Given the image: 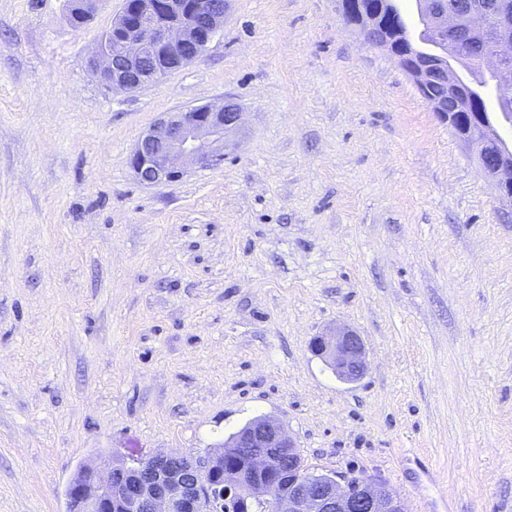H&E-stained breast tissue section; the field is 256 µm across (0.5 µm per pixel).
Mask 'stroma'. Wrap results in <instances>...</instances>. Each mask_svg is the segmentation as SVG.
<instances>
[{
  "label": "stroma",
  "instance_id": "1",
  "mask_svg": "<svg viewBox=\"0 0 512 512\" xmlns=\"http://www.w3.org/2000/svg\"><path fill=\"white\" fill-rule=\"evenodd\" d=\"M123 0H0V512L80 466L203 456L281 421L316 473L406 512H512V207L338 0H229L133 92L87 60ZM238 104L222 165L139 183L163 113ZM346 325L368 369L310 342ZM311 350L330 367L336 378L351 383L367 371L366 350L361 336L351 328H337L315 336Z\"/></svg>",
  "mask_w": 512,
  "mask_h": 512
}]
</instances>
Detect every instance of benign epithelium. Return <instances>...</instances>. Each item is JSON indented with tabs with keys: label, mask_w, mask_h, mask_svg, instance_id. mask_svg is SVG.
Here are the masks:
<instances>
[{
	"label": "benign epithelium",
	"mask_w": 512,
	"mask_h": 512,
	"mask_svg": "<svg viewBox=\"0 0 512 512\" xmlns=\"http://www.w3.org/2000/svg\"><path fill=\"white\" fill-rule=\"evenodd\" d=\"M228 0H123L112 22V41L98 42L90 65L109 90L130 92L156 83L200 58L224 25ZM418 15L436 43L424 60L402 66L433 112L469 150L500 200L512 205V144L498 127L512 123L508 112L476 115L458 123L456 105L475 98L480 87L455 72L448 58L500 77L512 70V24L487 27L493 10L473 0L461 14L455 4L416 0ZM463 28L484 36L482 55L473 59L450 34ZM448 79V97H429L432 74ZM237 104H204L167 112L138 139L130 166L146 186L181 180L191 168L224 162L228 133L242 121ZM311 350L336 378L351 383L367 371L361 336L351 328L326 331ZM68 512H222L226 500L253 498L267 512H406L401 497L381 478L315 474L305 466L283 423L263 416L249 421L205 457L159 452L119 465L104 460L80 467L68 486Z\"/></svg>",
	"instance_id": "benign-epithelium-1"
}]
</instances>
